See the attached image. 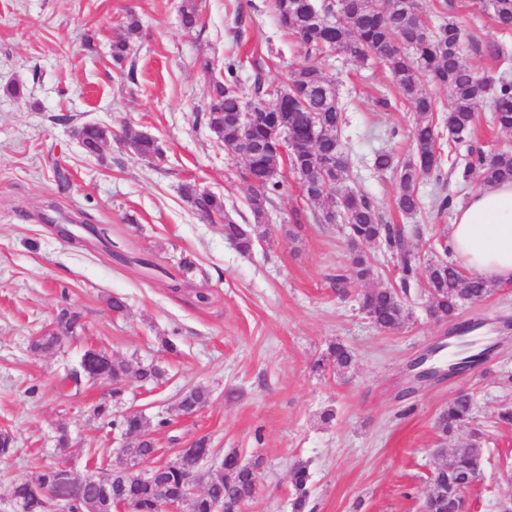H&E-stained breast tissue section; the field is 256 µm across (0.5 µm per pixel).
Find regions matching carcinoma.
I'll list each match as a JSON object with an SVG mask.
<instances>
[{
    "label": "carcinoma",
    "mask_w": 512,
    "mask_h": 512,
    "mask_svg": "<svg viewBox=\"0 0 512 512\" xmlns=\"http://www.w3.org/2000/svg\"><path fill=\"white\" fill-rule=\"evenodd\" d=\"M314 0H273L278 25L299 42L306 62L289 74L276 100L270 104L262 73L266 61L253 63L254 79L251 99L244 103L233 65L224 68V78H213L209 83L208 125L217 139L244 162L250 195L249 210L252 222L239 224L228 216L224 200L203 192L191 183L183 187V195L200 213L215 214L224 219V237L235 244L243 255H249L260 240L259 227L265 223V214L272 197L286 189L280 175L271 174L272 161H280L279 149L288 152L291 170L297 174L304 198L320 205L319 221L334 216L346 226L351 254V265L359 280L374 274V265L365 248L380 245L396 262L400 288H371L364 291L362 308L380 329L401 327L409 318L401 294L407 293L419 278L420 265L407 248L402 229L394 224L381 223L372 198L347 187L351 180L347 148L340 138L343 122L338 93L320 67V59L341 51L357 62L378 60L384 63L390 78L411 104L417 115L412 131L413 156L406 161L388 151L374 154L373 165L378 170L399 172V187L395 205L409 219L420 212L421 199L416 190L419 182L441 172L440 134L434 123L437 111L435 100L421 86V79L429 76L450 93V106L443 117L448 131V144L465 142L471 135L475 113L482 102L492 104L493 122L503 132H512V79L503 75L480 74L463 62V35L459 25L444 20L430 25L418 11L414 0L392 3L390 0H336V23L328 24L324 14L313 10ZM485 9L491 12L495 23L503 29H512V0H486ZM183 26L192 29L199 21L194 0H184L181 9ZM258 113L245 126L237 121L247 109ZM78 139L88 153L99 151L104 143L102 130L97 125H84L78 130ZM130 146L145 158L159 154L151 137L138 135L130 139ZM336 158V170L329 171L325 161ZM336 181V190L325 189L326 179ZM475 179L481 187L512 181V151L502 150L491 157L482 151L470 152L464 169V179ZM425 288L428 293L430 315L437 321H452L459 307L465 303L480 302L493 291L492 282L476 275L464 276L460 268L438 257L425 267ZM63 337L51 332L37 337L33 350L50 353L61 346ZM327 359L338 373L346 372L354 362L351 350L341 343L329 346ZM104 370L114 385H123L136 377L141 382H157L162 371L155 365H140L132 370L123 363L112 361L102 350L88 349L82 356L74 377L88 376ZM208 394L194 388L182 396L178 408L183 413L193 412L205 405ZM471 398L467 394L454 397L442 410L436 428L446 438L470 420ZM123 432L132 437L125 449L126 462L119 465L124 475L118 490L135 512H158L159 501L154 489L142 482L136 470L137 461L156 451L148 434L150 421L139 412H130L115 420ZM483 457L475 444L451 449L448 465L435 473L432 480L450 489L469 488L480 477ZM44 470L32 474L40 479ZM160 477L170 497L183 496L188 484L187 466L174 461L162 466ZM30 478V479H32ZM310 472L308 465L297 463L291 471L295 496L292 512H305L309 496ZM30 479L12 486L14 499L28 505L26 512H44L47 501L32 495ZM256 491L252 468L239 461L235 452L224 455L223 468L214 476L206 493L196 494L187 504V512H211L213 501L224 499L228 505L244 503Z\"/></svg>",
    "instance_id": "carcinoma-1"
}]
</instances>
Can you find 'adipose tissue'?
Instances as JSON below:
<instances>
[{"label":"adipose tissue","instance_id":"obj_1","mask_svg":"<svg viewBox=\"0 0 512 512\" xmlns=\"http://www.w3.org/2000/svg\"><path fill=\"white\" fill-rule=\"evenodd\" d=\"M447 241L470 272L512 281V182L473 192L456 210Z\"/></svg>","mask_w":512,"mask_h":512}]
</instances>
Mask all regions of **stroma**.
Returning <instances> with one entry per match:
<instances>
[{
  "label": "stroma",
  "instance_id": "stroma-1",
  "mask_svg": "<svg viewBox=\"0 0 512 512\" xmlns=\"http://www.w3.org/2000/svg\"><path fill=\"white\" fill-rule=\"evenodd\" d=\"M416 3L432 23L449 17L461 27L470 67L512 75V31L497 29L479 0ZM181 4L0 0V429L16 438L13 454L0 458V512L12 510L14 482L58 460L60 432L77 475L117 464L125 437L94 417L103 401L116 416L143 412L158 460L206 436L218 453L234 450L256 464V493L244 512H291V468L300 461L311 473L308 512H418L438 464L434 448L470 442L484 465L466 508L499 512L512 499V427L497 422L512 406V282L460 310L461 319L502 332L490 359L399 399L409 362L448 326L429 316L418 287L406 297L410 316L401 328L372 324L361 294L398 282L382 247L369 250L373 280L352 277L341 225L317 221L318 206L287 168L268 232L247 257L225 240L222 222L207 221L184 199L192 183L223 197L232 217L249 213L243 162L208 126L211 76L232 61L249 88L261 56L275 90L304 58L277 27L272 0H195L200 23L191 30L180 23ZM133 20L139 32L115 63L112 43ZM322 68L344 109L351 188L374 200L383 223L403 228L414 254L430 257L454 220L436 198L465 203L478 188L462 179L469 149L510 148L512 133L495 128L483 105L469 144L452 153L455 167L424 179L420 213L404 218L394 205L395 174L375 170L372 158L385 150L410 156L413 112L378 63L339 53ZM14 85L20 95L11 94ZM86 123L150 136L161 153L144 158L114 139L86 155L76 136ZM59 169L69 175L67 188L58 185ZM47 214L108 228L112 245L69 243L45 224ZM340 275L346 283H337ZM200 292L207 302H198ZM114 296L126 301L123 313L112 311ZM64 309L79 316L75 338L50 354L32 351L33 338ZM167 340L178 353L165 351ZM337 342L355 355L348 372L315 371ZM90 348L133 369L157 365L164 377L145 386L132 379L118 391L108 381H74ZM196 386L208 390V402L183 415L178 399ZM461 391L473 396L472 419L440 440L435 420ZM326 409L336 413L328 424L320 420Z\"/></svg>",
  "mask_w": 512,
  "mask_h": 512
}]
</instances>
